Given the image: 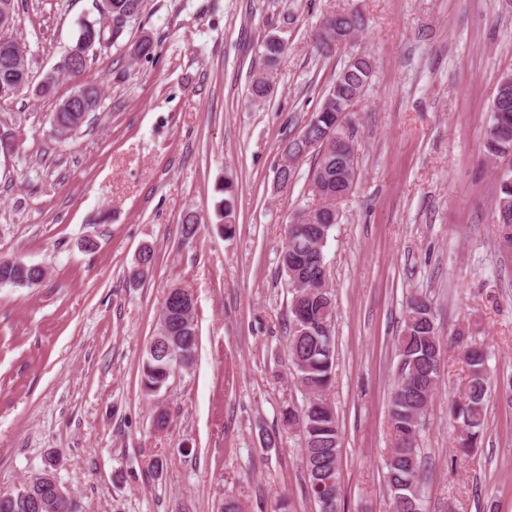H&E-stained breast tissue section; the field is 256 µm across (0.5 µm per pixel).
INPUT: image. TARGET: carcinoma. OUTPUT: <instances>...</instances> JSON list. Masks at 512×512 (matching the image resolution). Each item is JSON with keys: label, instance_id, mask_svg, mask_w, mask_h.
<instances>
[{"label": "carcinoma", "instance_id": "obj_1", "mask_svg": "<svg viewBox=\"0 0 512 512\" xmlns=\"http://www.w3.org/2000/svg\"><path fill=\"white\" fill-rule=\"evenodd\" d=\"M143 0H99L95 20L79 25L75 45L65 64L44 75L38 92L49 96L62 74L79 75L88 65L89 52L98 46L115 44L131 20L142 8ZM356 36L364 28L363 16L351 9L338 8L323 20L324 35L316 36V53L325 57L332 51L337 26ZM6 39L20 48V55L3 58L0 51V86L16 93L30 85V62L25 54L26 44L8 32L0 31V40ZM260 57L263 70L273 71L282 57L286 43L270 32L261 40ZM155 44L141 36L130 45V54L147 58L154 54ZM375 66L370 54H350L336 77L326 85L320 109L312 113L301 130L283 144L282 153L295 158L310 137L318 143L308 178L312 192L320 203L313 211L308 228L305 223H289L285 232L286 245L281 253L285 276L300 281H314L319 261L325 260L324 248L339 214L336 199L348 195L359 178V165L353 127L337 124L338 114L354 106L353 100L364 97L371 85ZM84 106L89 113L98 110L100 89L90 83L79 85ZM57 135H72L85 124L80 113L71 111L68 99L61 100L52 113ZM485 155L490 159L508 158L510 169L499 176L496 198V224L499 239L512 245V99L492 104L491 118L484 132ZM219 192L224 194L217 205L221 231L228 237L235 233L236 198L233 184L225 183ZM44 277V269H26L20 272L17 261L0 260V284L33 287ZM300 301L301 309L313 321L322 324L331 319V293L321 288H303L292 292L289 304ZM433 304L422 294H415L406 303L403 326L397 339L399 363L406 365L403 378L396 380L389 398V418L394 448L385 461L384 482L392 500L393 512H423L424 464L418 435L426 416L433 392L439 384L444 354V340L436 326ZM466 331L455 333L458 359L464 365L466 382L463 391L452 395L448 409L458 429L457 452L469 455L478 447L484 431L485 402L489 389L487 354L481 344L465 339ZM178 340L188 341L179 348L186 365L192 363L198 348L197 326L193 312L162 310L157 334L152 339L142 362V385L154 393L167 385L173 373L174 359L166 345ZM288 355L291 357L297 382L306 396L300 408L288 405L281 412L282 425L298 430L303 444L302 461L307 475V488L319 510L340 512L342 486L340 481L341 437L336 413L328 405L326 392L335 376V338L317 335L288 334ZM0 512H46L36 508L32 495L16 487L0 490Z\"/></svg>", "mask_w": 512, "mask_h": 512}]
</instances>
